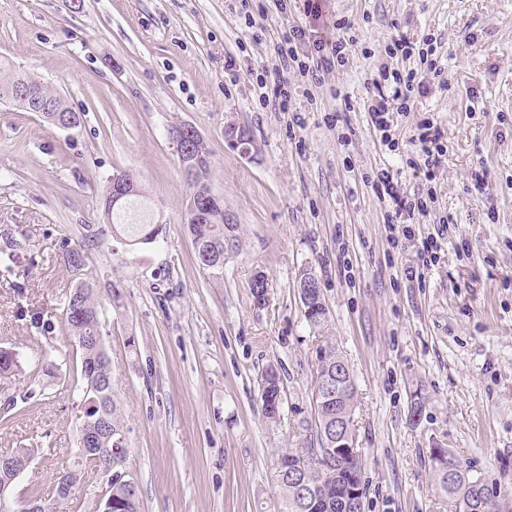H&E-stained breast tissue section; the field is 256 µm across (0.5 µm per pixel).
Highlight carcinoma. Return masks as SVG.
<instances>
[{"mask_svg":"<svg viewBox=\"0 0 512 512\" xmlns=\"http://www.w3.org/2000/svg\"><path fill=\"white\" fill-rule=\"evenodd\" d=\"M27 83L38 91V95L46 100L54 101L61 107H66L63 99L46 88L34 76L17 73L6 63L0 62V99L12 97L14 87L18 83ZM109 190H104L102 206L104 218L112 225V234L121 237L128 246L148 245L156 242L161 225L155 222V215L149 207L146 196L137 182H132V193L122 201L113 204L107 202ZM186 230L190 238L204 237L206 251L216 259L224 258V225L188 224ZM20 245L13 238L5 237L0 243V275L10 276L19 266ZM64 262L69 268L85 265V252L82 246H68L63 253ZM64 324L69 337L74 342L79 353V377L76 386L85 384L82 374L90 372L98 382V393L89 394L91 408L88 418L98 421V436L96 447L111 448L116 439L125 436V426L121 418L114 395H112V373L104 364L98 350L91 341L100 335L101 304L97 289L89 280L77 283L69 289L66 303L62 310ZM317 374H332L336 372V362L343 361L339 351L333 346H322L317 356ZM283 390L280 377L274 368H269L262 376L261 403L266 418H280V394ZM358 393L356 384L344 386L339 390V396H331L323 405V411L318 413L320 420L327 427L336 429V412H352L357 408ZM318 447L290 448L283 452L278 459L276 471H281L285 465L293 466L306 453L317 454L325 466L306 468L286 479L276 478L280 491L279 512H352L349 502V487L355 474L347 471H336L334 449L325 446L324 434L316 431ZM439 486L448 494V512H467L463 505L474 499L472 481L463 471H458V480L452 484L445 480L442 471H437ZM486 500L476 512H512V499H500L488 485H483ZM112 512H140V501L137 487L129 485L118 478L112 481Z\"/></svg>","mask_w":512,"mask_h":512,"instance_id":"obj_1","label":"carcinoma"}]
</instances>
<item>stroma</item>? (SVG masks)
I'll return each mask as SVG.
<instances>
[{
	"label": "stroma",
	"mask_w": 512,
	"mask_h": 512,
	"mask_svg": "<svg viewBox=\"0 0 512 512\" xmlns=\"http://www.w3.org/2000/svg\"><path fill=\"white\" fill-rule=\"evenodd\" d=\"M358 39L319 86L291 87L293 112L259 99L274 80V46L297 0H0V58L37 76L82 124L66 130L0 100V230L23 248L0 277V346L18 360L0 375V455L30 448L19 494L38 488L53 512H95L102 475L88 469L73 498L56 477L78 447L76 348L65 292L78 278L61 243L82 246V275L114 288L101 332L126 426L123 466L141 512H278L282 449L316 444L312 393L319 347L335 345L358 389L355 439L363 512H446L433 451L470 480L512 498V0H329ZM438 37L447 85L427 76L389 150L368 124L364 83L395 31ZM236 62V77L224 71ZM353 105L337 122L340 94ZM430 118L447 148L433 182L411 138ZM193 124L210 151L209 185L237 217L240 247L224 275L198 266L183 224L193 191L169 129ZM253 140L244 157L224 138ZM485 169L483 189L472 172ZM388 170L400 189L432 185L435 201L397 245L387 203L368 179ZM132 174L161 220L155 243L121 244L100 198ZM436 264L420 267L428 235ZM268 279L265 303L251 281ZM317 277L325 329L305 319L297 282ZM53 360L51 372L38 362ZM276 368L280 421L261 409V375ZM420 414H413V407Z\"/></svg>",
	"instance_id": "obj_1"
}]
</instances>
